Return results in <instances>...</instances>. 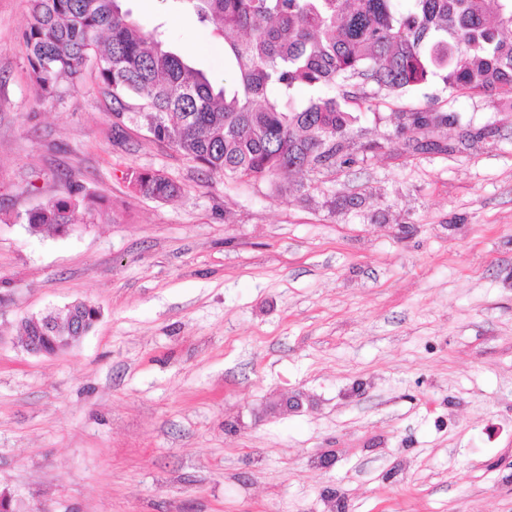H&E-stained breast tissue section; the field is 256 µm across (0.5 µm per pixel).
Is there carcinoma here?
I'll return each mask as SVG.
<instances>
[{"instance_id":"cac0c4a2","label":"carcinoma","mask_w":512,"mask_h":512,"mask_svg":"<svg viewBox=\"0 0 512 512\" xmlns=\"http://www.w3.org/2000/svg\"><path fill=\"white\" fill-rule=\"evenodd\" d=\"M224 37L234 68L215 87L158 31L142 32L121 0H32L23 33L31 79L44 99L76 86L94 59L113 115L144 112L159 141L226 178L305 175L331 157L375 95H400L439 78L461 96L512 105V0H182ZM335 87L334 95L321 94ZM310 92L307 101L296 98ZM137 193L165 200L180 187L133 172ZM98 201L72 177L48 203L16 219L73 230Z\"/></svg>"}]
</instances>
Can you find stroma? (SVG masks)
<instances>
[{"mask_svg": "<svg viewBox=\"0 0 512 512\" xmlns=\"http://www.w3.org/2000/svg\"><path fill=\"white\" fill-rule=\"evenodd\" d=\"M216 85L220 38L124 0ZM0 0V493L16 512H512V108L435 79L363 109L348 160L228 179L112 115L94 62L40 99ZM455 120L421 150L410 112ZM179 196H140L129 171ZM73 173L102 211L16 215ZM100 312L31 355L26 318ZM300 411L264 415L282 397Z\"/></svg>", "mask_w": 512, "mask_h": 512, "instance_id": "obj_1", "label": "stroma"}]
</instances>
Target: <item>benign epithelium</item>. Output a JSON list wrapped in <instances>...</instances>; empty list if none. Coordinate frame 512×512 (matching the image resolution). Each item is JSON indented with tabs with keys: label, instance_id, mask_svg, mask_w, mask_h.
Returning <instances> with one entry per match:
<instances>
[{
	"label": "benign epithelium",
	"instance_id": "obj_1",
	"mask_svg": "<svg viewBox=\"0 0 512 512\" xmlns=\"http://www.w3.org/2000/svg\"><path fill=\"white\" fill-rule=\"evenodd\" d=\"M454 116H445L432 112H409L404 132L427 135L435 127L450 123ZM93 308L87 301L77 300L66 306L69 310L66 330H60L61 321L52 314H45L37 319L32 317L25 321L22 344L32 354L52 355L71 347L81 339L84 333L86 314Z\"/></svg>",
	"mask_w": 512,
	"mask_h": 512
}]
</instances>
